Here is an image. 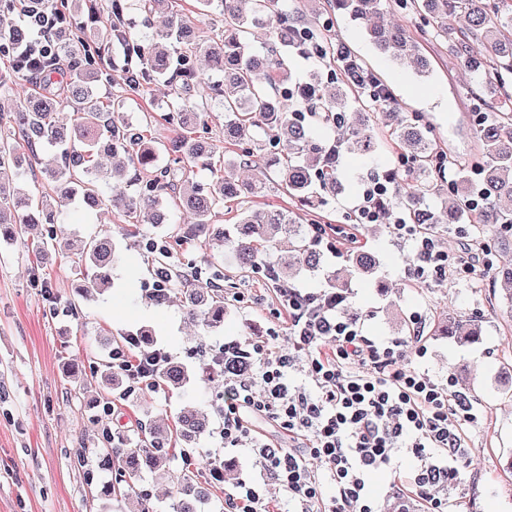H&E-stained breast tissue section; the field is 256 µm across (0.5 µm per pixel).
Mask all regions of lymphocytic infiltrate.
Masks as SVG:
<instances>
[{"label": "lymphocytic infiltrate", "mask_w": 512, "mask_h": 512, "mask_svg": "<svg viewBox=\"0 0 512 512\" xmlns=\"http://www.w3.org/2000/svg\"><path fill=\"white\" fill-rule=\"evenodd\" d=\"M22 17L32 32L25 56H56L66 11L28 7ZM333 60L370 101L388 103V95L344 43L334 47ZM425 221L420 213L415 221L398 216L393 222L395 234L415 243L411 275L442 280L451 272L473 273L471 245L453 253L441 249L422 233ZM278 293L288 309L289 349L277 347L272 334L258 341L229 340L214 353L224 363L218 414L225 447L252 449L287 495L291 512H375L369 475L392 468L408 453L417 461L409 485L427 496L428 512H447V500L429 491L459 481L465 457L462 426L474 421L475 406L457 390L455 379L443 384L404 364L405 348L420 358L426 354L421 314L411 315L407 337L376 339L365 335L361 317L349 313L344 294L293 284ZM125 342L112 350L113 368L133 387L148 384L168 354L157 349L137 357L130 353L134 337ZM316 461L324 473L314 471ZM327 482L336 491L329 506L323 497Z\"/></svg>", "instance_id": "1"}]
</instances>
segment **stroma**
<instances>
[{
  "label": "stroma",
  "instance_id": "obj_1",
  "mask_svg": "<svg viewBox=\"0 0 512 512\" xmlns=\"http://www.w3.org/2000/svg\"><path fill=\"white\" fill-rule=\"evenodd\" d=\"M284 5L302 17L322 46L344 42L363 67L388 86L392 100L386 113L376 112L367 99L357 103L371 113L381 146L371 156L341 153L337 165L344 187L324 193L320 207L302 205L284 194L277 171L271 168L264 194L225 204L219 221L231 224L244 208L293 211L304 223L324 225L338 250L337 256L325 258L330 271L346 266L352 244L342 239L339 228L353 225L355 245L380 257V273L388 285L381 295L365 280L353 276L348 281L351 309L362 316L366 334L406 336L410 315L421 313L428 351L421 358L409 356V363L441 382L455 377L458 390L475 401L477 418L464 427V476L454 486L437 490V497L447 499L449 512H512V472L505 467L512 459V313L499 300L496 269L480 266L475 273L453 274L442 282L416 280L408 274L412 241L390 228L374 235L354 222L366 177L398 168L403 156L402 147L389 136V113L426 123L444 156L480 160L481 147L473 134L475 84L453 57L449 43L435 36H422L430 63L429 75L423 76L412 65L379 54L360 24L337 12L332 0H284ZM166 92L165 86L155 83L139 95L123 98L121 106L127 121L148 132L162 167L173 163L167 144L176 134L174 127L156 119ZM59 209L67 221L58 225L57 233L75 244L114 220L110 212L88 213L73 201L61 203ZM188 230L186 217L175 210L170 223L133 224L115 231L121 260L105 303L74 298L72 285L84 272L74 251L35 258L34 233L27 229L13 241L0 243V512H139L134 498L97 495V484L116 476L115 469L98 464L99 452L107 445L98 402L110 399V420L124 443L137 445L142 426L148 424L160 436L174 439L183 408L217 410L224 379L209 377L207 369L219 345L285 329L288 317L261 272L237 276L225 288L224 327L218 332L188 322L179 299L162 304L149 299L155 267L140 249L142 238L186 236ZM70 298L77 307L73 315L65 311ZM446 316L481 320V342L460 346L434 333L437 321ZM144 325L154 329L157 346L172 361L187 367L190 380L184 388L146 387L128 396L124 375L107 381L105 364L113 347L124 334ZM81 447L86 455L80 463L74 451ZM188 454L195 461L192 485L207 492L197 512H224L225 487L262 474L251 449L225 448L218 431L189 446L176 442L169 449V480L148 473L136 480L138 488L148 491L152 512H173L174 501L183 495L180 479ZM214 454L224 462L219 483L209 472Z\"/></svg>",
  "mask_w": 512,
  "mask_h": 512
}]
</instances>
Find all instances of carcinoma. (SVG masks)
I'll use <instances>...</instances> for the list:
<instances>
[{
	"mask_svg": "<svg viewBox=\"0 0 512 512\" xmlns=\"http://www.w3.org/2000/svg\"><path fill=\"white\" fill-rule=\"evenodd\" d=\"M386 0H336V9L365 27L369 39L385 55L396 61L408 60L425 72L429 63L421 42L398 24L376 23L383 14ZM202 13L218 10L224 15V36L205 40L196 35L183 14L168 10L164 26L152 35L130 34L125 23L126 4L109 0L102 6L86 0L85 12L101 14L107 10L106 25L101 41L96 43L94 56L82 49V27L67 21L58 37L59 58L69 62V69L58 72L48 66L43 73H34L16 85L21 105L12 113L8 123L13 138L0 140V239L11 241L18 227L42 225L36 251L48 252L62 248L56 226L65 218L52 206L47 196L38 199L23 190L18 179L23 176L22 155L33 156L45 146H68L54 168L44 170L48 189L57 197L79 200L89 211L109 204L127 224H165V201L173 196L175 204L193 224L205 241L222 242L230 237L224 225L215 222L218 209L226 202L256 196L266 189L264 168L255 177L239 182L220 176L212 183H198L189 178L183 162L201 164L212 169L224 166V153L214 143L204 113L180 111V101L195 92L219 98L224 109V140L241 147V156L250 157V144L259 132L269 145L268 164L279 170L280 186L288 196L316 205L321 202L318 190L334 189L339 172L336 164L325 158V144L315 129L300 120L298 102L285 94L286 64L277 50L261 52L250 47L251 40L264 30L269 21L280 20L278 41L290 46L296 36L299 20L281 4V0H197ZM412 9L431 22L433 33L448 36V25L458 16L465 19V30L454 40V52L463 66L489 82L497 102L491 108L475 107L474 134L483 148L479 169L483 173L480 187L481 207L472 212L465 206L470 195L468 166L454 163L456 178L448 191L434 185L431 175L442 169L444 156L434 147L427 128L407 124L396 112L390 113L395 127L392 136L407 150L410 166L396 176L393 191L382 198L381 208L391 210L401 204L411 213L422 211L425 195L435 192L440 207L430 212L431 219L423 224L430 235L437 224L477 222L492 224L501 235L502 253L512 246V209L501 205L504 198L512 200V96L506 86L512 85V4L509 0H411ZM486 41L481 55L471 53L470 39ZM30 40L29 30L7 19H0V55L10 58ZM125 44L127 72L124 91L137 94L157 82L170 87L172 99L167 104L164 119L178 121L179 130L171 141L170 153L175 167L161 168L157 154L144 131L124 121L118 112L119 100L104 101L98 94L100 82H112V71L106 68L104 56L113 42ZM197 53L204 54L211 68L221 74V83L210 86L194 70L172 69L173 60L185 62ZM305 82L314 86L315 98L307 102L314 112H335L344 118L336 130L340 148L359 155H371L377 149V136L367 113L358 112L350 101L360 91L342 81L333 90L320 83L319 73L313 72ZM71 103L73 118L64 124L56 120L59 109ZM118 161L120 172L132 166L141 179L139 191L133 195L106 198L108 173L102 159ZM238 223L244 225L233 245L235 270L248 273L259 267L264 248L278 237L288 238L289 255L267 263V276L272 285L280 288L296 273L316 272L323 265V255L312 242V235L302 219L286 209L245 210L239 213ZM156 269L165 273L168 293H178L184 299L186 314L199 318L208 328L224 326V289L214 288L211 281L224 282V263L213 262L205 270L183 265L170 244L149 243ZM351 272L373 279L379 267L378 257L362 248L347 253ZM78 261L88 265L89 273L75 287L81 298H95L112 286V271L118 263L107 227L82 241ZM500 299L512 308V266L501 261ZM444 336H453L460 343L480 338L481 329L475 323L449 322L438 328ZM189 380L188 370L170 361L157 376V383L179 389ZM211 416L199 409H186L178 418L176 436L196 439L210 431ZM166 442L150 440L139 448H105L100 454L103 466H115L121 472L117 483L102 487L101 495L110 497L131 487L133 480L144 470L157 473V478H170L166 470Z\"/></svg>",
	"mask_w": 512,
	"mask_h": 512,
	"instance_id": "obj_1",
	"label": "carcinoma"
}]
</instances>
